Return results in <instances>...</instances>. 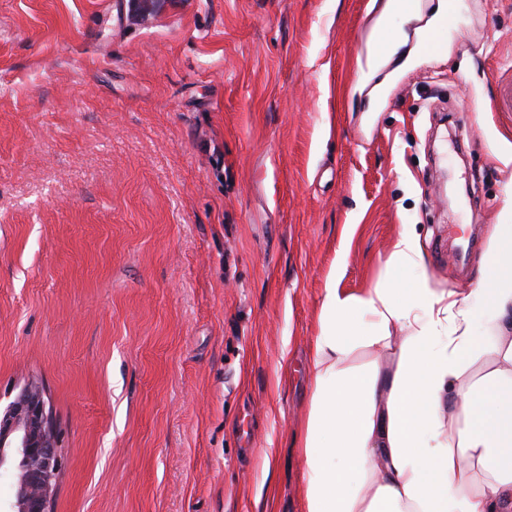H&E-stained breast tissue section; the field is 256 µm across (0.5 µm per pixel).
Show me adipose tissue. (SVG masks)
<instances>
[{
  "instance_id": "obj_1",
  "label": "adipose tissue",
  "mask_w": 512,
  "mask_h": 512,
  "mask_svg": "<svg viewBox=\"0 0 512 512\" xmlns=\"http://www.w3.org/2000/svg\"><path fill=\"white\" fill-rule=\"evenodd\" d=\"M422 264L406 229L390 287L325 290L309 362L305 512H512V224L495 225L465 302L430 288ZM488 322L494 360L476 376L477 328ZM358 348L392 355L391 366H348Z\"/></svg>"
}]
</instances>
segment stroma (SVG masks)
Returning <instances> with one entry per match:
<instances>
[{
  "mask_svg": "<svg viewBox=\"0 0 512 512\" xmlns=\"http://www.w3.org/2000/svg\"><path fill=\"white\" fill-rule=\"evenodd\" d=\"M0 0V407L43 392L50 512H303L328 284L412 225L467 294L512 224V0ZM397 38L385 47L383 30ZM448 12L440 21V23L429 30L423 38L424 46L429 52H438L445 46L448 31L461 33V29L457 27L456 20L458 16V8L455 1H450Z\"/></svg>",
  "mask_w": 512,
  "mask_h": 512,
  "instance_id": "35a3bbf8",
  "label": "stroma"
}]
</instances>
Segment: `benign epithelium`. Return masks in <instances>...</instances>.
Listing matches in <instances>:
<instances>
[{"instance_id": "benign-epithelium-1", "label": "benign epithelium", "mask_w": 512, "mask_h": 512, "mask_svg": "<svg viewBox=\"0 0 512 512\" xmlns=\"http://www.w3.org/2000/svg\"><path fill=\"white\" fill-rule=\"evenodd\" d=\"M18 461L24 465V476L19 501L12 502L8 512H47L61 455L45 401L33 386L22 389L0 411V470L8 471Z\"/></svg>"}]
</instances>
